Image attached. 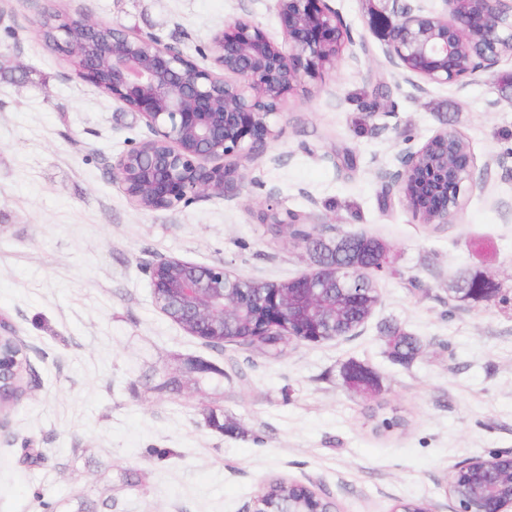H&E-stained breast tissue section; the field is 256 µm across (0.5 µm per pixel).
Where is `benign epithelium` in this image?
I'll use <instances>...</instances> for the list:
<instances>
[{
    "label": "benign epithelium",
    "instance_id": "1",
    "mask_svg": "<svg viewBox=\"0 0 512 512\" xmlns=\"http://www.w3.org/2000/svg\"><path fill=\"white\" fill-rule=\"evenodd\" d=\"M283 41L244 19L229 22L212 41L216 69L203 67L151 35L112 26V78L101 81L86 65L82 81L138 114L150 137L119 155L112 178L128 199L148 211L171 209L201 194H223L242 184L241 168L267 141L279 136L288 95L336 64V49L353 44L350 29L326 0H274ZM384 54L402 78L426 90L494 70L512 59V0H441L434 10L422 0H390ZM95 33L103 24L69 17L48 42L59 54L71 49L74 27ZM457 134L436 132L415 151L399 157L381 178L423 224H447L458 212L464 189L483 190L473 156L452 163L448 148ZM429 168L447 188L448 201L422 206L409 192ZM235 276L224 267L164 258L151 268L156 305L174 322L209 344L224 343V322L233 313L251 328L245 341L285 326L309 342L324 333L326 304L316 285L299 276L286 290L271 283L255 303L227 302ZM448 496L458 512H512V453L473 458L456 468Z\"/></svg>",
    "mask_w": 512,
    "mask_h": 512
}]
</instances>
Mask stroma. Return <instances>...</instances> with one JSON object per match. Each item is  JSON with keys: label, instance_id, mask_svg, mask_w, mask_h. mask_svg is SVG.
<instances>
[{"label": "stroma", "instance_id": "stroma-1", "mask_svg": "<svg viewBox=\"0 0 512 512\" xmlns=\"http://www.w3.org/2000/svg\"><path fill=\"white\" fill-rule=\"evenodd\" d=\"M327 2L353 53L289 96L240 190L144 211L112 163L148 128L74 76L40 37L43 13L135 28L209 67L233 18L282 39L273 0H0V319L37 376L0 412V512H74L80 499L92 512H249L272 479L336 512H457V465L512 452V61L422 92L383 53L373 16L387 0ZM376 101L386 111L368 117ZM443 128L466 139L485 187L450 223L423 224L380 173ZM272 200L323 239L383 241L397 272L378 277L379 301L349 335L279 359L212 348L158 308L149 271L179 258L268 282L314 272L313 252L263 223ZM483 266L500 297L459 300ZM387 325L422 342L411 364L388 358ZM197 359L224 376L191 372ZM352 363L376 373L378 399L346 381ZM378 404L404 426L375 431ZM212 410L222 429L206 424Z\"/></svg>", "mask_w": 512, "mask_h": 512}]
</instances>
